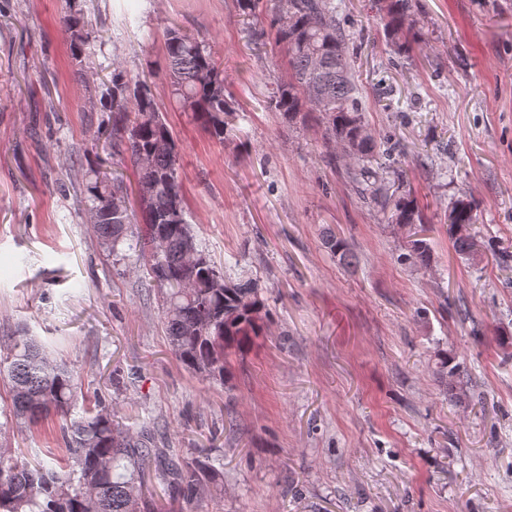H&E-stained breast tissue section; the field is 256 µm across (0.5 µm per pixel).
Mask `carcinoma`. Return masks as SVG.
<instances>
[{"instance_id":"1","label":"carcinoma","mask_w":512,"mask_h":512,"mask_svg":"<svg viewBox=\"0 0 512 512\" xmlns=\"http://www.w3.org/2000/svg\"><path fill=\"white\" fill-rule=\"evenodd\" d=\"M290 16L283 21L280 0H267V27L288 54V79L275 83L268 107L290 122L302 112H318L326 143L343 144L356 165L347 171L354 189L373 203L387 220L408 229L401 260L420 269L434 261L431 243L424 237L421 209L405 174L396 175L397 186L387 184L383 171L392 157L388 138L376 137L368 128L358 86L347 52L349 34L336 17L329 0H288ZM385 21L384 32L399 50L408 51L415 40L409 26L413 0H373ZM71 43L82 54L92 46L75 17L65 20ZM166 75L172 95L183 111L193 113L210 135L224 142L232 131L224 87V68L211 47L172 26L166 31ZM112 129L106 141L113 155L129 157L136 185L153 184L155 192L139 211L129 209L128 187L121 173L92 169L80 193L89 211L105 207L109 198L123 201L120 213L93 223L102 244L117 250L121 244L138 252L146 271L162 288V313L175 356L189 370L224 381L226 351L243 349L269 320V311L257 284L235 282L201 249L185 219V199L179 173V152L164 113L147 80L112 74ZM448 225L455 251L478 253L479 241L471 233L477 223L472 203L456 200ZM142 223L139 233L128 226ZM324 244L345 265L355 256L345 241L327 233ZM185 278L197 284L194 292L179 288ZM221 279L226 288H213ZM438 372L448 378V399L467 398L460 366L448 353L438 355ZM13 418L34 421L55 414L61 420L63 448L59 465L27 461L13 448H0V512H159L136 486L146 465L156 454L153 428L144 423L135 431L109 409L96 413L77 411L75 377L66 366L50 360L32 338L13 337L6 358ZM165 481L185 487L186 498L211 493L214 476L200 465L159 471Z\"/></svg>"}]
</instances>
